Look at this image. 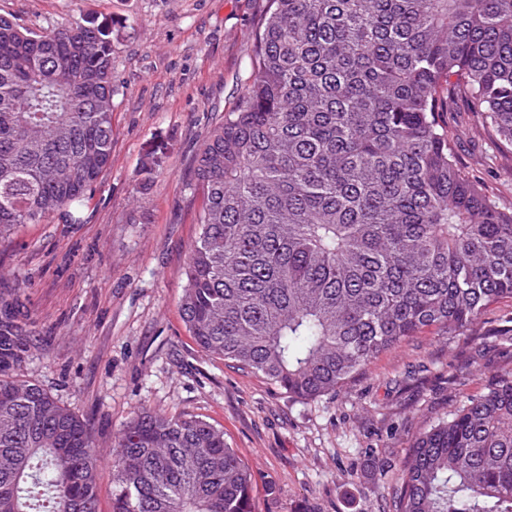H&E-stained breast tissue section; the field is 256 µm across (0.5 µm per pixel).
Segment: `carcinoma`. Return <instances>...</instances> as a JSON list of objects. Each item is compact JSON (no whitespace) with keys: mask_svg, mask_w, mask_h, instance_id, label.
I'll list each match as a JSON object with an SVG mask.
<instances>
[{"mask_svg":"<svg viewBox=\"0 0 512 512\" xmlns=\"http://www.w3.org/2000/svg\"><path fill=\"white\" fill-rule=\"evenodd\" d=\"M112 28L0 15V237L79 206L112 159ZM512 150V0H268L235 108L192 160L181 299L204 352L312 400L426 332L512 299V214L459 170L444 112ZM0 289V512H99L86 420L15 372ZM112 512H254L224 430L143 409L115 437ZM395 512H512V369L421 431Z\"/></svg>","mask_w":512,"mask_h":512,"instance_id":"1","label":"carcinoma"}]
</instances>
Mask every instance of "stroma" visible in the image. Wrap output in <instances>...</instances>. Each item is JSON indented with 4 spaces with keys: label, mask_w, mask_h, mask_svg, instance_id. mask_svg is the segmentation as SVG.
<instances>
[{
    "label": "stroma",
    "mask_w": 512,
    "mask_h": 512,
    "mask_svg": "<svg viewBox=\"0 0 512 512\" xmlns=\"http://www.w3.org/2000/svg\"><path fill=\"white\" fill-rule=\"evenodd\" d=\"M268 0H0L31 27H112V162L82 221L0 239L35 332L20 374L88 420L102 459L138 410L223 428L254 473V512H393L397 465L426 426L512 368V299L472 331L418 336L340 391L305 401L198 349L180 311L200 194L191 159L251 72ZM462 174L512 213V154L471 115L450 118Z\"/></svg>",
    "instance_id": "1"
}]
</instances>
